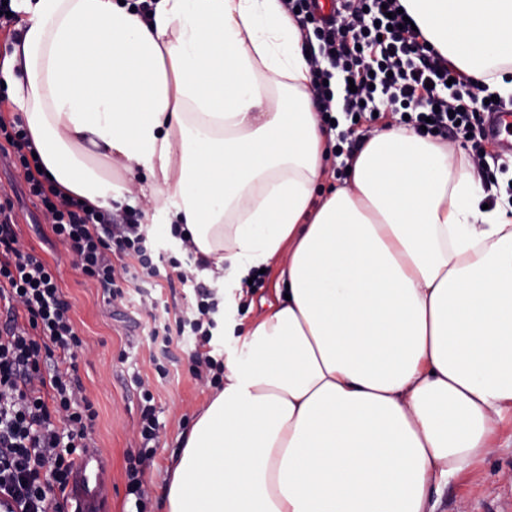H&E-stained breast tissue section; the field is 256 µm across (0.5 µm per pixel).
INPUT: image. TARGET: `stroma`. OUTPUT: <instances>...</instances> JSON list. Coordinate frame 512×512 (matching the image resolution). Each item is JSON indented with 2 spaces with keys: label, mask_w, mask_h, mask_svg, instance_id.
<instances>
[{
  "label": "stroma",
  "mask_w": 512,
  "mask_h": 512,
  "mask_svg": "<svg viewBox=\"0 0 512 512\" xmlns=\"http://www.w3.org/2000/svg\"><path fill=\"white\" fill-rule=\"evenodd\" d=\"M4 199L13 205L22 242L54 266L73 305V320L85 345L78 375L98 412L92 445L110 469L109 512L133 508L126 497V465L128 456L140 447L137 381H144L153 392L161 438L145 476V502L146 512H161L166 469L180 451L181 434L189 430L211 388L193 378L189 345L173 348L172 358L163 359L160 344L149 336L153 325L149 315L120 301H104L100 285L81 273L46 224L6 144L0 146V201ZM497 444L492 455L442 491L438 512H494L499 501L512 499L511 418L500 423Z\"/></svg>",
  "instance_id": "stroma-1"
}]
</instances>
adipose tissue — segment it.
<instances>
[{"mask_svg":"<svg viewBox=\"0 0 512 512\" xmlns=\"http://www.w3.org/2000/svg\"><path fill=\"white\" fill-rule=\"evenodd\" d=\"M429 43L512 92V0H400ZM0 78L51 182L145 201L224 286L236 348L168 468L166 512H437L512 413V217L472 165L372 133L325 188L301 30L280 0H13ZM280 279L247 326L248 280Z\"/></svg>","mask_w":512,"mask_h":512,"instance_id":"adipose-tissue-1","label":"adipose tissue"}]
</instances>
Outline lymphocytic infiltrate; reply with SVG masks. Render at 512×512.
<instances>
[{
    "label": "lymphocytic infiltrate",
    "mask_w": 512,
    "mask_h": 512,
    "mask_svg": "<svg viewBox=\"0 0 512 512\" xmlns=\"http://www.w3.org/2000/svg\"><path fill=\"white\" fill-rule=\"evenodd\" d=\"M301 30H312L315 46L306 52L314 75L313 93L322 115L342 108L347 117L377 111L379 104L399 107L414 128L432 124L438 135L470 142L482 136L493 104L485 102L484 84L456 70L399 11V0H340L332 22L319 19L315 0H281ZM342 70L355 89L336 101L326 81ZM0 136L15 149L30 194L52 217L51 230L72 253L78 268L97 280L108 301L122 300L154 311L149 290L160 270L143 213L120 216L64 197L52 186L29 143L22 121L0 124ZM10 202L0 203V492L12 495L21 512H61L75 458L91 443L97 411L83 394L77 359L83 350L72 305L51 265L24 249ZM182 286L198 300L191 314L174 323L154 325L151 338L171 344L190 336L192 375L201 383H222L224 363L207 352L219 301L197 282L192 270L170 259ZM65 421L58 429L57 421ZM137 454L126 467L127 494L142 512L144 476L160 438L155 398L142 390Z\"/></svg>",
    "instance_id": "f902f5d3"
}]
</instances>
